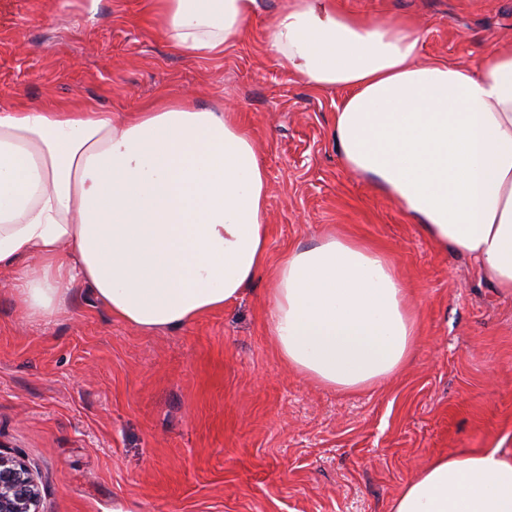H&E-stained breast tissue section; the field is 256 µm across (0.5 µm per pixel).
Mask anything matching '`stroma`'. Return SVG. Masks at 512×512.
Wrapping results in <instances>:
<instances>
[{
    "label": "stroma",
    "instance_id": "stroma-1",
    "mask_svg": "<svg viewBox=\"0 0 512 512\" xmlns=\"http://www.w3.org/2000/svg\"><path fill=\"white\" fill-rule=\"evenodd\" d=\"M152 0H0V104L137 112L163 94L234 112L268 172V264L334 230L393 260L417 312L401 373L342 393L279 359L268 275L176 330L112 318L89 289L51 324L25 320L0 272V451L38 475L42 512H390L436 456L512 457V296L437 248L336 153L335 90L314 91L262 31L257 0L218 56L173 51ZM409 18L426 55L470 67L512 42V0H340Z\"/></svg>",
    "mask_w": 512,
    "mask_h": 512
}]
</instances>
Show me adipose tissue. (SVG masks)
<instances>
[{
  "label": "adipose tissue",
  "mask_w": 512,
  "mask_h": 512,
  "mask_svg": "<svg viewBox=\"0 0 512 512\" xmlns=\"http://www.w3.org/2000/svg\"><path fill=\"white\" fill-rule=\"evenodd\" d=\"M256 0H154L175 51L223 53ZM407 20L337 0H289L267 50L341 99V163L397 202L437 246L512 293V45L472 68L423 53ZM268 174L233 113L162 99L128 116L0 106V270L14 303L48 323L86 286L114 318L177 329L239 298L267 268ZM269 331L282 361L344 393L410 362L417 321L389 256L336 232L272 270ZM391 512H512V458L439 456Z\"/></svg>",
  "instance_id": "obj_1"
}]
</instances>
